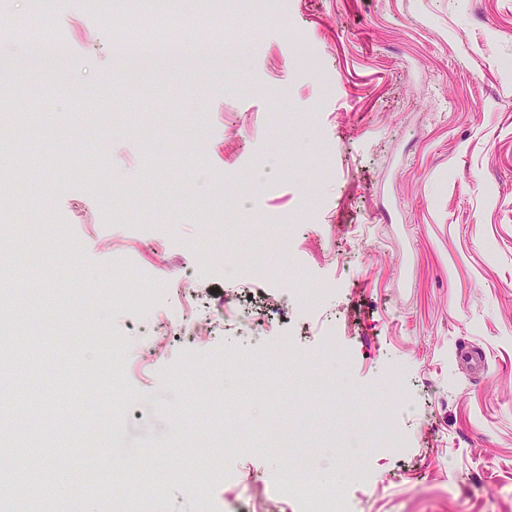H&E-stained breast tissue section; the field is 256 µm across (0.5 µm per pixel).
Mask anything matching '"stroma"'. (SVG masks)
Segmentation results:
<instances>
[{"mask_svg": "<svg viewBox=\"0 0 512 512\" xmlns=\"http://www.w3.org/2000/svg\"><path fill=\"white\" fill-rule=\"evenodd\" d=\"M182 8L185 49L155 67L118 50L107 0L49 16L59 54L0 40V71L23 77L0 98V212L69 225L76 246L59 256L45 237L0 265V337L26 328L9 358L40 379L9 391L0 449L93 453L76 477L101 487L76 512H105L143 470L164 485L157 512H197L202 495L224 512L241 475L274 484L290 447L356 512H512V0H291L265 19L231 0L220 35L196 0ZM308 193L321 209L289 248L332 339L270 248L269 225ZM213 241L236 265L271 263L264 287L289 289L287 311L268 332L173 330L151 354L148 316L177 317L185 276L238 289ZM283 347L285 364L258 363ZM393 361L406 381L390 407ZM61 389L105 427L32 428ZM386 408L399 454L373 446ZM214 454L224 477L198 488ZM348 454L370 488L337 481Z\"/></svg>", "mask_w": 512, "mask_h": 512, "instance_id": "1", "label": "stroma"}]
</instances>
